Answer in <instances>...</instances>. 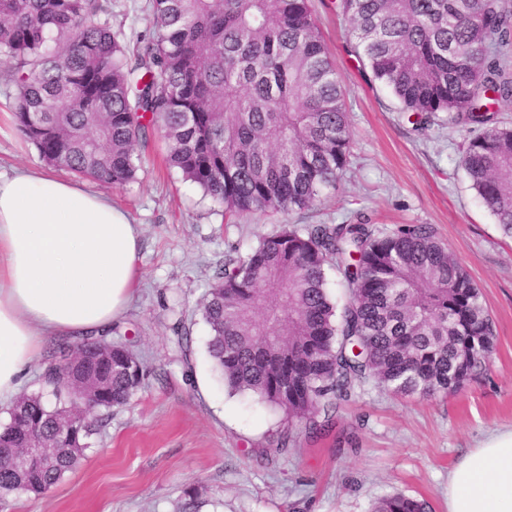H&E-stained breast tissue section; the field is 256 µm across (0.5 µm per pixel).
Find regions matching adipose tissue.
<instances>
[{"mask_svg": "<svg viewBox=\"0 0 512 512\" xmlns=\"http://www.w3.org/2000/svg\"><path fill=\"white\" fill-rule=\"evenodd\" d=\"M139 232L110 198L51 170L0 174V400L46 336L102 332L128 307ZM447 512H512V428L448 473Z\"/></svg>", "mask_w": 512, "mask_h": 512, "instance_id": "obj_1", "label": "adipose tissue"}]
</instances>
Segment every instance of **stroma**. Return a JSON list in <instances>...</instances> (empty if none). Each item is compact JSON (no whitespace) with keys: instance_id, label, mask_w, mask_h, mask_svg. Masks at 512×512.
Masks as SVG:
<instances>
[{"instance_id":"stroma-1","label":"stroma","mask_w":512,"mask_h":512,"mask_svg":"<svg viewBox=\"0 0 512 512\" xmlns=\"http://www.w3.org/2000/svg\"><path fill=\"white\" fill-rule=\"evenodd\" d=\"M126 47L150 36V0H106ZM313 17L347 94L351 157L311 209L226 219L202 188L166 168L150 130L136 179L85 189L125 209L140 235L141 278L113 340L127 343L146 375L89 440L80 466L48 493L22 494L0 512H371L403 492L446 512L448 471L491 431L512 427V238L470 188L459 166L469 134L439 117L417 132L415 118L375 81L353 49L352 22L338 0H310ZM13 86L0 81V171L43 168L17 128ZM369 219L382 228L431 225L482 294L494 326L489 370L432 400L362 385L342 403L333 437L296 426L287 455L259 456L283 416L257 396L228 395L207 352L200 307L232 248L247 252L282 224Z\"/></svg>"}]
</instances>
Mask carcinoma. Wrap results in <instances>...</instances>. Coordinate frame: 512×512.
<instances>
[{"label":"carcinoma","instance_id":"cac0c4a2","mask_svg":"<svg viewBox=\"0 0 512 512\" xmlns=\"http://www.w3.org/2000/svg\"><path fill=\"white\" fill-rule=\"evenodd\" d=\"M355 53L423 132L439 113L471 133L460 167L512 237V0H340ZM150 39L124 47L103 0H0V80L16 87L18 129L51 165L115 187L137 147L163 130L167 164L225 213L312 207L349 163L345 90L308 0H151ZM348 291L333 303L328 273ZM208 353L231 395L288 420L263 456H283L294 422L330 431L341 402L373 380L429 400L486 370L494 330L480 290L428 224L380 230L360 219L284 224L228 256L201 307ZM86 336L43 374L55 399L24 394L0 429V502L43 494L76 469L97 414L128 403L145 376L125 343ZM90 383L92 407H77ZM46 445L29 467L24 436ZM373 512H431L396 493Z\"/></svg>","mask_w":512,"mask_h":512}]
</instances>
